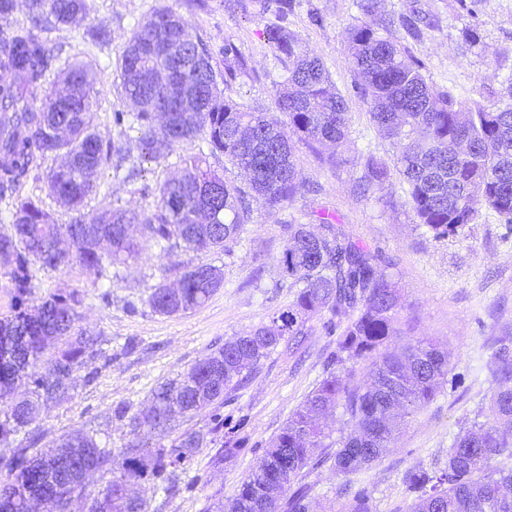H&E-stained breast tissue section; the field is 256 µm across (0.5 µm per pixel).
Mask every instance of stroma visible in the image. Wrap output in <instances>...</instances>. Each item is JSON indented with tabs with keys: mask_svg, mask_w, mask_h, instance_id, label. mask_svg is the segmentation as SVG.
Returning a JSON list of instances; mask_svg holds the SVG:
<instances>
[{
	"mask_svg": "<svg viewBox=\"0 0 512 512\" xmlns=\"http://www.w3.org/2000/svg\"><path fill=\"white\" fill-rule=\"evenodd\" d=\"M360 0H294L291 30L319 56L348 103L347 141L337 162L328 149L296 144L294 159L304 183L296 198L270 210L253 204L242 238L227 251L196 254L177 247L163 253L145 247L138 258L120 267L108 291L95 288L92 271L73 264L36 273L37 298L57 290L84 298L74 334L93 337V354L85 369L69 382V396L42 403L26 432L0 443V479H6L19 449L29 454L51 450L64 435L108 433L114 453L111 466L96 473L87 488L94 494L124 467L121 450L131 442L171 445L184 432L203 433L206 441L190 464L178 471L175 490L156 489L150 480H135L133 492L144 512H219L242 480L263 458L270 441L289 414L330 370L335 337L326 335L320 320L307 323L306 333L280 344L259 365L246 371L244 383L224 395L222 404L176 420L167 438L134 432L131 415L147 408L160 383L179 378L197 361L223 346L226 338L269 324L296 292L282 277L279 259L287 243L288 224L319 229L328 215L353 240L373 254L395 282L401 309L392 345L419 339L438 344L448 354V381L435 399L407 418L394 445L378 461L357 474L341 477L324 466L305 471L300 483L310 487L311 512H342L351 491L367 489L372 512H406V472L438 469L465 422L487 405L496 382L489 370L493 351L512 340V225L488 208L457 235L437 240L416 225L407 186L398 173L388 181L365 186V162L373 156L391 162L392 148L374 128L368 106L353 88L348 60L349 29L361 22L375 25L399 13L415 12L429 20L420 40L409 41L423 63L428 83L446 88L460 100L489 109L505 106L503 86L512 77V0H481L477 18L463 13L457 0H374L364 14ZM155 0H90L89 22L112 28V42L98 49L84 43L83 26L39 30L49 46L63 45L65 57L91 64L99 91L94 107L104 138L121 140L124 169L133 179L114 178L111 167L96 177L97 191L85 201V213L110 202L140 211L151 209L155 195L143 186H157L176 175L179 157L195 153L198 142H184L155 160L145 159L136 131L113 126V110H129L120 96L116 62L137 22ZM187 20L192 35L213 46L225 39L240 44L248 64L224 95L248 109L285 121L273 95L283 71L263 35L265 18L254 0H168ZM321 15L312 25L310 12ZM477 41H470V32ZM198 263L221 269L224 284L200 307L172 315L152 311L147 299L160 282L174 283L184 267ZM127 408L128 417L115 416ZM244 419L245 450L225 455L227 429L216 428L214 414Z\"/></svg>",
	"mask_w": 512,
	"mask_h": 512,
	"instance_id": "obj_1",
	"label": "stroma"
}]
</instances>
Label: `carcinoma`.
<instances>
[{
  "instance_id": "1",
  "label": "carcinoma",
  "mask_w": 512,
  "mask_h": 512,
  "mask_svg": "<svg viewBox=\"0 0 512 512\" xmlns=\"http://www.w3.org/2000/svg\"><path fill=\"white\" fill-rule=\"evenodd\" d=\"M27 9L32 23L60 28L83 21L90 5L88 0H27ZM259 11L276 18L265 27V41L285 71L273 87L288 117L284 124L224 97L220 85L246 70L241 49L229 38L217 50L191 38L188 22L165 0H156L126 40L116 69L122 95L134 110L114 111L112 124L137 130L149 159L176 143H205V149L180 159V176L156 187L154 208L139 213L111 203L90 215L81 213L100 169L114 157L124 158L121 147L104 140L95 124L97 91L90 65L67 64L47 91L44 83L60 52L20 23L0 39V202L13 227L12 234L0 235L4 274L13 288L12 314L0 319L5 326L0 441L31 425L39 402L65 396V380L86 365L83 356L93 344L77 336L47 366L38 367L39 354L70 335L83 299L59 292L34 303L35 267L57 269L76 262L93 271L96 281L110 283L112 269L139 256L149 243L162 252L178 245L196 253L222 251L250 223V201L273 209L302 189L292 137L311 148L344 143L346 100L322 60L289 29L292 0H259ZM420 22L402 14L388 25L417 40ZM84 40L107 45L112 30L104 23L92 25ZM164 40L187 42L190 66L183 85L145 78L167 71L164 57L143 51L148 43ZM348 59L356 95L369 105L370 120L393 148L418 225L443 239L472 223L483 206L512 224V111L456 101L426 81L405 44L368 23L349 30ZM67 87L71 97H57ZM219 154L246 173V186L227 181L211 166L209 157ZM59 156L64 164L47 173L45 188L79 213L69 224L55 223L40 197L25 193L29 182L40 180L45 161ZM389 176L386 163L368 160L367 185L382 184ZM131 224L141 225V238L130 235ZM286 230L281 273L302 285L293 301L270 324L227 338L180 378L158 386L152 405L132 418L134 427L149 434L164 431L176 418L224 399L245 368L258 365L285 337L304 335L310 318L325 317L323 328L336 336L331 357L336 371L292 411L222 512H309L310 488H292L304 470L328 463L336 475L348 477L371 465L394 441L398 417L430 403L447 382L448 355L433 342L419 340L400 352L388 349L400 295L376 256L325 220L318 233L304 224H289ZM222 285L220 269L189 266L178 276V297L163 304L166 284L160 283L148 304L160 314L187 312ZM361 360L369 361L367 379L353 384L348 366ZM493 377L498 387L485 420L473 421L458 434L448 449V464L406 473L412 496L408 512H512V468L494 464L498 457L512 458V349L507 345L494 354ZM339 404L350 432L332 454L325 452L324 419ZM58 445L97 449L90 462L100 469L112 460V449L94 433L64 437ZM199 445V436L186 434L169 448L158 446L151 452L150 477L167 488L173 472L191 461ZM135 448L132 443L120 449L125 477L145 475ZM26 452L20 449L11 478L0 481V512H23L18 504L31 495L52 493L62 503L69 501L70 487L50 483L55 461L43 455L28 458ZM345 512H371L365 489L355 492Z\"/></svg>"
}]
</instances>
